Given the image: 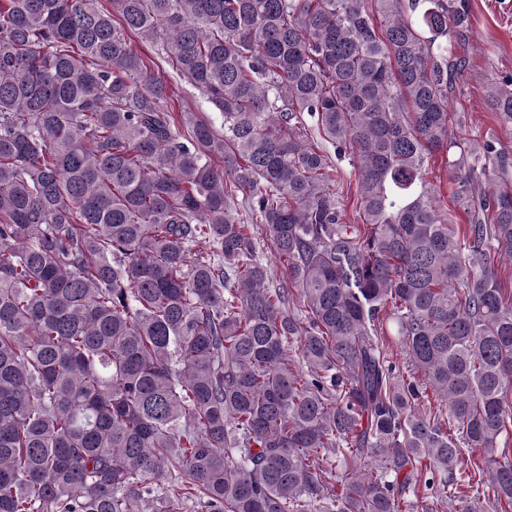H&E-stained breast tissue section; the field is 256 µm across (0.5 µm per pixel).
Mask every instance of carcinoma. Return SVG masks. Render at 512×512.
Here are the masks:
<instances>
[{
	"label": "carcinoma",
	"mask_w": 512,
	"mask_h": 512,
	"mask_svg": "<svg viewBox=\"0 0 512 512\" xmlns=\"http://www.w3.org/2000/svg\"><path fill=\"white\" fill-rule=\"evenodd\" d=\"M470 32L469 0H0V512L512 509V151L454 131ZM173 76L174 78L169 77V80L172 82L175 89H173L174 93H171L168 108L174 112L191 108L195 112H200L205 118L215 121L219 126L221 118L219 114L216 113L217 111H215L207 97L189 83L178 79L175 75ZM429 179L440 186L442 194L450 202L455 189V182L450 173L446 172L445 161L441 156H435L431 163V173L428 175ZM335 164L338 168L340 177L344 180V205L347 211L346 219L351 222V224H357V215L355 213V203H356V178L353 175L352 168L350 167L347 158H342V160L337 161L336 158H333Z\"/></svg>",
	"instance_id": "carcinoma-1"
}]
</instances>
